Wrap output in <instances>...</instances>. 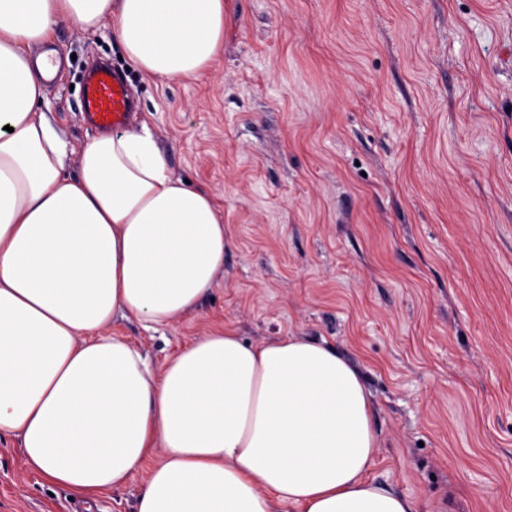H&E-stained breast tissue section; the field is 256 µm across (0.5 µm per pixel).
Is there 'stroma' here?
<instances>
[{
  "label": "stroma",
  "mask_w": 512,
  "mask_h": 512,
  "mask_svg": "<svg viewBox=\"0 0 512 512\" xmlns=\"http://www.w3.org/2000/svg\"><path fill=\"white\" fill-rule=\"evenodd\" d=\"M43 107L75 145L96 61L133 127L224 213V268L174 327L115 318L153 368L230 327L326 341L359 370L369 475L419 512H512V0H225L190 78L142 73L110 26L56 27ZM151 454L93 512H135ZM0 435V512H69Z\"/></svg>",
  "instance_id": "stroma-1"
}]
</instances>
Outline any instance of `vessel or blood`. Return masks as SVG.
Masks as SVG:
<instances>
[{
	"label": "vessel or blood",
	"instance_id": "1",
	"mask_svg": "<svg viewBox=\"0 0 512 512\" xmlns=\"http://www.w3.org/2000/svg\"><path fill=\"white\" fill-rule=\"evenodd\" d=\"M82 107L99 128L125 127L131 104L122 78L109 67L93 68L86 77Z\"/></svg>",
	"mask_w": 512,
	"mask_h": 512
}]
</instances>
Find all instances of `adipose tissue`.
Masks as SVG:
<instances>
[{
	"mask_svg": "<svg viewBox=\"0 0 512 512\" xmlns=\"http://www.w3.org/2000/svg\"><path fill=\"white\" fill-rule=\"evenodd\" d=\"M62 23L111 25L134 67L191 77L224 42V0H0V434L88 500L161 450L138 512H417L368 479L370 394L333 347L227 328L157 371L110 335L119 315L154 330L195 312L224 219L148 129L77 148L41 112L49 72L30 49Z\"/></svg>",
	"mask_w": 512,
	"mask_h": 512,
	"instance_id": "adipose-tissue-1",
	"label": "adipose tissue"
}]
</instances>
